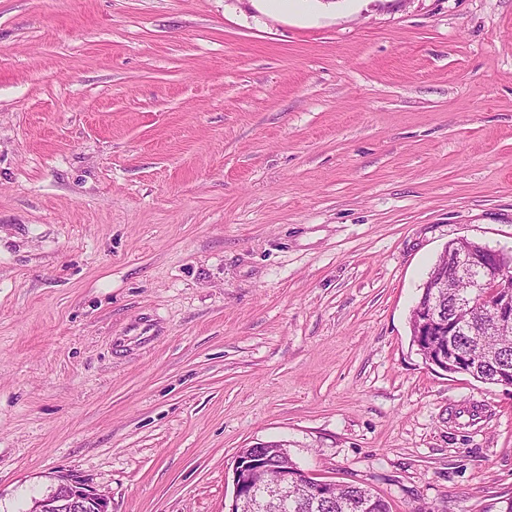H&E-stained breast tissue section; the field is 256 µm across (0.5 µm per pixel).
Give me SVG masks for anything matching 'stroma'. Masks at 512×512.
<instances>
[{"label":"stroma","mask_w":512,"mask_h":512,"mask_svg":"<svg viewBox=\"0 0 512 512\" xmlns=\"http://www.w3.org/2000/svg\"><path fill=\"white\" fill-rule=\"evenodd\" d=\"M512 250V0H0V512H229L239 449L502 512L512 388L409 316ZM81 483L61 482L44 499L37 500L30 512H112L111 498Z\"/></svg>","instance_id":"35a3bbf8"}]
</instances>
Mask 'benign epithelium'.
Wrapping results in <instances>:
<instances>
[{"mask_svg":"<svg viewBox=\"0 0 512 512\" xmlns=\"http://www.w3.org/2000/svg\"><path fill=\"white\" fill-rule=\"evenodd\" d=\"M453 252V274L471 278V293L463 304L478 310L488 305L494 318L490 322L478 320L463 328L444 319L432 306H418L414 308L417 343H427L436 334L452 336L462 329L472 336L512 332V271L501 265L500 250L460 238ZM430 354V363L435 366L463 371L457 359L448 354V348H432ZM272 468L273 460L264 452L250 448L240 450L233 469L234 496L230 512H259L262 509L261 492L268 499H282L288 497L290 490L302 486L307 495L322 500L331 498L336 491V482L319 480L302 468L292 472L284 469L277 473L275 483L266 487L258 485L256 476ZM110 504L108 495L97 493L81 483L66 481L45 498L35 501L30 512H112Z\"/></svg>","mask_w":512,"mask_h":512,"instance_id":"benign-epithelium-1","label":"benign epithelium"}]
</instances>
